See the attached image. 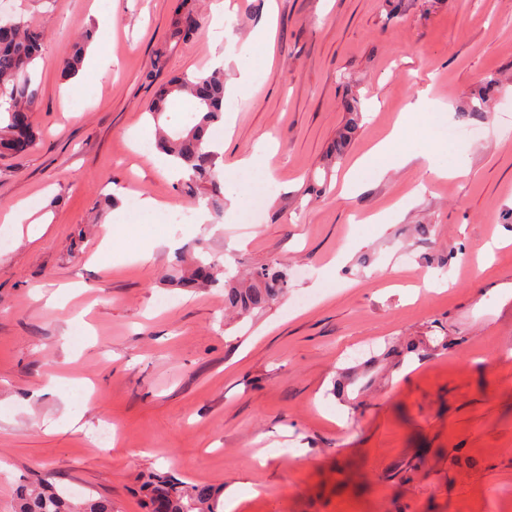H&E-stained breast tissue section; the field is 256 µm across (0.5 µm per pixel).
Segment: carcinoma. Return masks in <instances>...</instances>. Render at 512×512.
Masks as SVG:
<instances>
[{"mask_svg": "<svg viewBox=\"0 0 512 512\" xmlns=\"http://www.w3.org/2000/svg\"><path fill=\"white\" fill-rule=\"evenodd\" d=\"M182 12L171 32V39L184 42L201 26V15L196 7L184 2ZM44 31L21 21L0 20V153L23 155L34 143L30 115L39 103L40 86L33 81V67L39 57ZM92 33L81 36L73 53L63 63L66 75L75 74L82 64L85 47L91 43ZM499 86V79L490 75L481 86V92L471 98L461 114L482 121L487 101ZM224 73L213 71L192 78L174 79L161 87L156 101L149 109L156 129V147L171 157L187 175L185 187L188 196L198 201L196 191L204 190L207 208L220 216L224 213V192L218 178L219 153L210 139L212 127L224 122ZM187 94L193 100L191 120L177 127L161 123L166 103L173 95ZM348 115L339 130L336 142L330 147L326 167H331L360 128L362 112L357 99L344 101ZM182 288H201L219 282L218 263L195 260L192 268L175 277ZM288 267L273 261L258 269L230 274L224 271V311L241 315L262 312L288 291ZM147 512H218V500L212 491L202 485L181 488L169 487L153 491L145 504ZM15 512H111L108 506L92 500L74 502L71 497L53 486L30 489L23 487L17 493Z\"/></svg>", "mask_w": 512, "mask_h": 512, "instance_id": "obj_1", "label": "carcinoma"}]
</instances>
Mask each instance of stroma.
<instances>
[{"mask_svg":"<svg viewBox=\"0 0 512 512\" xmlns=\"http://www.w3.org/2000/svg\"><path fill=\"white\" fill-rule=\"evenodd\" d=\"M179 3L8 0L11 19L47 33L36 144L0 155V213L34 202L24 223H0V512L45 481L143 512L152 478L258 486L236 512H512V0H228L220 30L205 0L202 28L175 45ZM100 14L116 20L100 44L112 73L73 84L62 64ZM268 24L219 146L229 172L266 140L245 179L273 189L198 223L158 151L138 147L147 107L159 84L213 69L214 33L241 43ZM492 72L500 91L466 136L459 110ZM419 90L446 103L443 126L410 127L411 162L342 197ZM348 95L362 121L326 172ZM441 133L465 176L424 172L418 155ZM130 185L190 221L134 215ZM154 238L174 245L139 258ZM190 252L233 270L278 261L291 286L225 318L223 285L168 282ZM58 289L63 303L47 304ZM392 337L419 353L380 362ZM348 370L368 386L337 396ZM105 423L117 435L101 448Z\"/></svg>","mask_w":512,"mask_h":512,"instance_id":"35a3bbf8","label":"stroma"}]
</instances>
